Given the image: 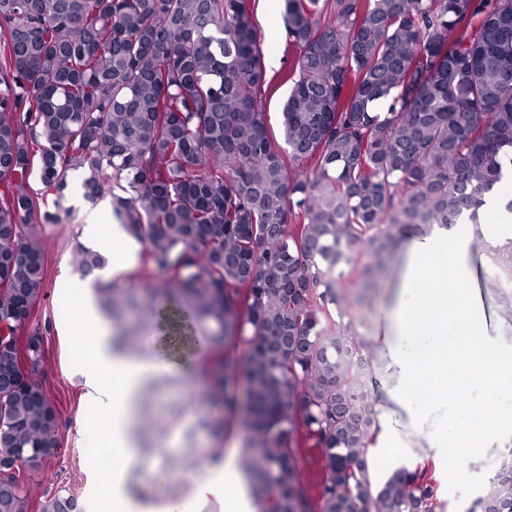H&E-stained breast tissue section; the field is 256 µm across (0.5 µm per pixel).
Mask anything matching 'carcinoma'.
<instances>
[{
	"label": "carcinoma",
	"instance_id": "cac0c4a2",
	"mask_svg": "<svg viewBox=\"0 0 512 512\" xmlns=\"http://www.w3.org/2000/svg\"><path fill=\"white\" fill-rule=\"evenodd\" d=\"M285 42L292 64L270 76L251 0H0V345L43 291L28 224L55 214L32 176L60 197L82 170L143 270L214 323L229 415L244 374L263 512H435L430 465L372 482L379 425L337 289L356 249L475 219L512 169V0H286ZM288 81L278 135L264 94ZM493 261L512 270V238ZM107 263L81 248L85 274ZM42 355L35 337L0 353V512H28L14 471L59 448ZM301 447L320 456L313 487ZM476 506L512 512L511 469Z\"/></svg>",
	"mask_w": 512,
	"mask_h": 512
}]
</instances>
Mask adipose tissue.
<instances>
[{
    "label": "adipose tissue",
    "instance_id": "obj_1",
    "mask_svg": "<svg viewBox=\"0 0 512 512\" xmlns=\"http://www.w3.org/2000/svg\"><path fill=\"white\" fill-rule=\"evenodd\" d=\"M404 260L396 288L383 318V344L403 379L427 378L437 395H458L476 384L490 389L512 387V345L480 332L474 318L482 307L479 295L463 293L460 282L474 279L484 254L474 245L469 225L433 224L406 236ZM425 318L439 335L438 343L413 354L409 342L416 318ZM74 320L88 330L91 343L85 361L86 385L101 414L96 421L101 447L112 449L117 467L104 479L113 512H167L155 500L156 484L185 483L193 499L208 502L224 497V512H260L236 449L217 448L198 454L189 469L171 475L157 469L146 472L134 431L140 425L139 401L155 379L168 373L190 372L197 380L205 374L198 362L174 360L160 347L129 353L114 348L95 288H85ZM401 392L385 389L377 402V420L384 434L369 447V464L399 460L403 442L396 411ZM458 434L467 439L470 455L494 446L512 455V420L489 428L461 424Z\"/></svg>",
    "mask_w": 512,
    "mask_h": 512
}]
</instances>
